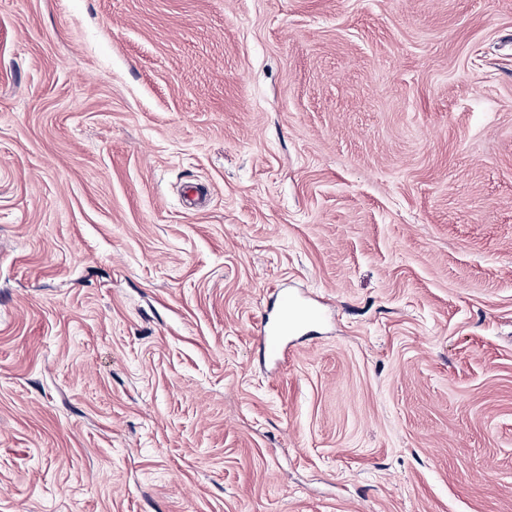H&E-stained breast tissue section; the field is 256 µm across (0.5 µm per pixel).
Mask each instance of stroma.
I'll use <instances>...</instances> for the list:
<instances>
[{
    "mask_svg": "<svg viewBox=\"0 0 512 512\" xmlns=\"http://www.w3.org/2000/svg\"><path fill=\"white\" fill-rule=\"evenodd\" d=\"M0 512H512V0H0ZM321 311L313 306L302 303L292 295L281 294L278 298V316L272 321L267 314L260 325L261 345L264 354L272 359L284 355L282 348L283 336L298 328L319 322Z\"/></svg>",
    "mask_w": 512,
    "mask_h": 512,
    "instance_id": "1",
    "label": "stroma"
}]
</instances>
